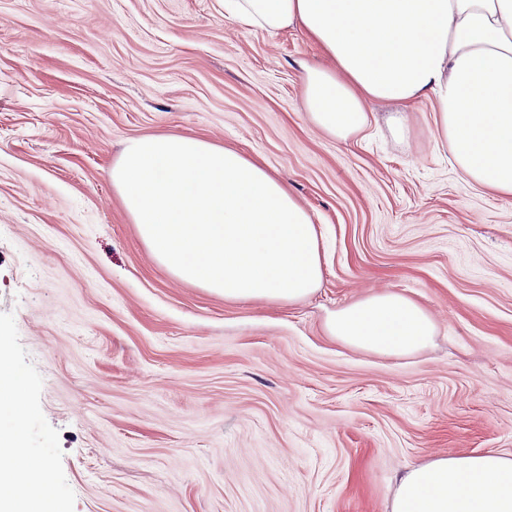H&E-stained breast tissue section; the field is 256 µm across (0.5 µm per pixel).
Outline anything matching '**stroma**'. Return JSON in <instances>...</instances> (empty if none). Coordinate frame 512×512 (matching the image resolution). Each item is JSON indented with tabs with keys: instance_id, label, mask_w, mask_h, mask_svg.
<instances>
[{
	"instance_id": "35a3bbf8",
	"label": "stroma",
	"mask_w": 512,
	"mask_h": 512,
	"mask_svg": "<svg viewBox=\"0 0 512 512\" xmlns=\"http://www.w3.org/2000/svg\"><path fill=\"white\" fill-rule=\"evenodd\" d=\"M298 28L222 0H0V337L25 449L65 512H388L441 454H512V199L473 184L422 100L354 138L305 112ZM232 147L324 235L295 304L227 302L148 254L112 188L131 138ZM397 291L426 350L380 357L325 321Z\"/></svg>"
}]
</instances>
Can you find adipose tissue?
Returning <instances> with one entry per match:
<instances>
[{
    "instance_id": "ef3b65f1",
    "label": "adipose tissue",
    "mask_w": 512,
    "mask_h": 512,
    "mask_svg": "<svg viewBox=\"0 0 512 512\" xmlns=\"http://www.w3.org/2000/svg\"><path fill=\"white\" fill-rule=\"evenodd\" d=\"M249 26L301 28L330 66L304 65L312 123L340 141L379 101L434 102L437 138L474 184L512 197V0H224ZM112 186L150 257L227 301L294 304L322 279L320 235L287 186L238 151L184 135L130 140ZM329 336L370 353L427 349L429 311L399 292L331 313ZM25 378L0 343V512H51L23 451ZM391 512H512V456L450 454L407 470Z\"/></svg>"
}]
</instances>
